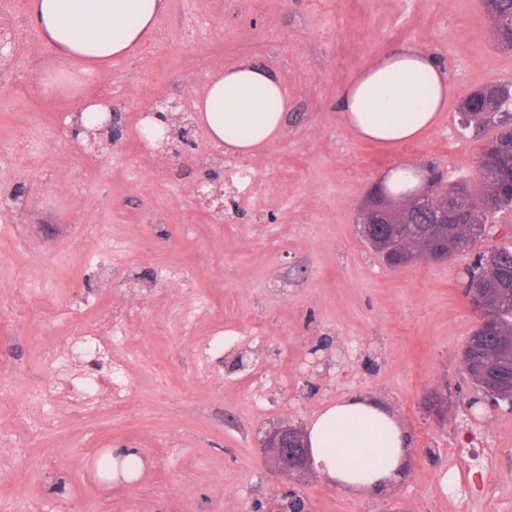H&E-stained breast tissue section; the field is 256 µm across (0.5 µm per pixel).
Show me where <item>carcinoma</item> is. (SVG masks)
Returning a JSON list of instances; mask_svg holds the SVG:
<instances>
[{
  "instance_id": "cac0c4a2",
  "label": "carcinoma",
  "mask_w": 512,
  "mask_h": 512,
  "mask_svg": "<svg viewBox=\"0 0 512 512\" xmlns=\"http://www.w3.org/2000/svg\"><path fill=\"white\" fill-rule=\"evenodd\" d=\"M484 12L493 24L498 47L512 51V0H484ZM459 112L464 127L479 129L488 123L499 128L487 144L476 179L445 184L435 179L437 198H449L463 209L461 224H431L427 212L414 209L406 224H372L361 231L366 242L393 267L401 261L431 259L436 249L448 253L469 249L482 237L492 216L512 207V84L488 86L463 100ZM412 173L397 172L389 187L397 200L412 185ZM466 282H475L490 300L492 310L477 327L465 351V371L472 383L497 402L512 404V247L495 248L466 267Z\"/></svg>"
}]
</instances>
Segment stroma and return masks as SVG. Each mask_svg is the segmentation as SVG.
Instances as JSON below:
<instances>
[{"instance_id": "stroma-1", "label": "stroma", "mask_w": 512, "mask_h": 512, "mask_svg": "<svg viewBox=\"0 0 512 512\" xmlns=\"http://www.w3.org/2000/svg\"><path fill=\"white\" fill-rule=\"evenodd\" d=\"M414 43L447 67L456 92L436 125L392 148L348 131L339 90L391 47ZM40 39L17 49L0 96V143L41 125L69 128L79 109L48 86L41 106L16 94L46 81ZM250 60L288 97L280 139L251 154L256 199L225 195L224 219L191 201L201 178L224 182V150L168 161L150 181L134 156V119L152 95L183 100L219 70ZM81 78L110 83L122 163L106 168L83 202L91 246L73 239L69 172L91 158L83 139L53 144L68 172L0 170V197L27 207L0 212V512H274L296 493L307 512H512V407L480 398L462 355L481 313L461 273L481 252L512 246V208L497 213L463 255L389 266L356 222L369 187L394 167L436 165L445 180L473 179L496 129H466L457 107L472 90L512 83V51L494 46L478 0H167L138 51ZM187 265L189 277L165 278ZM25 283L48 322L14 311ZM138 335L117 348L134 398L127 409L84 410L64 392L34 390L49 347L127 304ZM208 341L205 360L193 349ZM318 347L320 364L304 363ZM377 397L411 439L409 475L385 497L350 495L313 474L287 482L263 463L270 427H306L326 405ZM31 405L17 422V403ZM138 449L130 482L95 473L101 439Z\"/></svg>"}]
</instances>
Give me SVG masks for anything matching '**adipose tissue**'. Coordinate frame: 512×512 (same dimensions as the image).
I'll list each match as a JSON object with an SVG mask.
<instances>
[{
	"mask_svg": "<svg viewBox=\"0 0 512 512\" xmlns=\"http://www.w3.org/2000/svg\"><path fill=\"white\" fill-rule=\"evenodd\" d=\"M166 0H29L28 21L59 57L83 70L133 53ZM455 87L438 60L415 44L361 67L339 109L355 136L397 147L432 128ZM287 99L278 77L243 61L210 78L195 118L212 144L246 156L278 139ZM313 469L349 494L390 492L409 469L410 438L396 414L364 394L322 409L306 430Z\"/></svg>",
	"mask_w": 512,
	"mask_h": 512,
	"instance_id": "ef3b65f1",
	"label": "adipose tissue"
}]
</instances>
